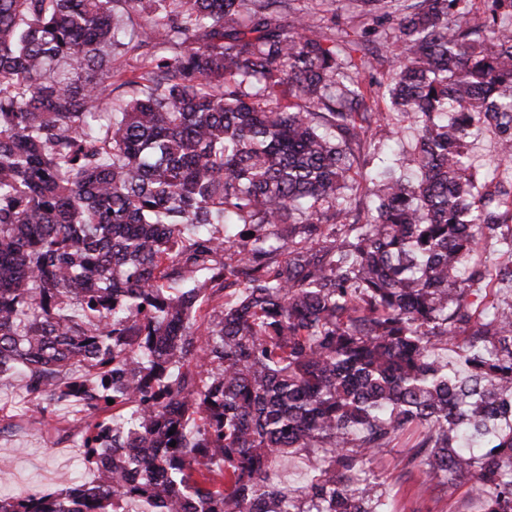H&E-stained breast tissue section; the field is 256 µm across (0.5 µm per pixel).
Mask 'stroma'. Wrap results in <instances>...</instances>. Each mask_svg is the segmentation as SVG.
I'll use <instances>...</instances> for the list:
<instances>
[{
	"instance_id": "obj_1",
	"label": "stroma",
	"mask_w": 512,
	"mask_h": 512,
	"mask_svg": "<svg viewBox=\"0 0 512 512\" xmlns=\"http://www.w3.org/2000/svg\"><path fill=\"white\" fill-rule=\"evenodd\" d=\"M300 5L319 19L320 27L359 33L377 27L379 32H391V23L373 25L358 16L347 0H300ZM83 429L82 416L74 411L54 415L22 412L19 406L0 401V475L7 476L5 494L20 489L28 493L55 490L70 481L89 478L84 470L82 450L76 437ZM69 441H62V434ZM402 448H388L375 465L381 481L397 494L396 505L402 512H477L471 498L470 482H461L453 500L438 498L436 491L424 488V475L414 474L407 481L399 477L397 465Z\"/></svg>"
}]
</instances>
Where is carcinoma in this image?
I'll return each mask as SVG.
<instances>
[{
  "label": "carcinoma",
  "instance_id": "obj_1",
  "mask_svg": "<svg viewBox=\"0 0 512 512\" xmlns=\"http://www.w3.org/2000/svg\"><path fill=\"white\" fill-rule=\"evenodd\" d=\"M294 2L0 0V387L83 413L96 474L0 512H396L405 436L402 475L512 512V0H349L376 45ZM472 153L483 163L494 165L498 161L497 138L486 133L470 143ZM315 454L301 452L288 457V461L277 464V471L282 483L295 495L302 494L311 476Z\"/></svg>",
  "mask_w": 512,
  "mask_h": 512
}]
</instances>
